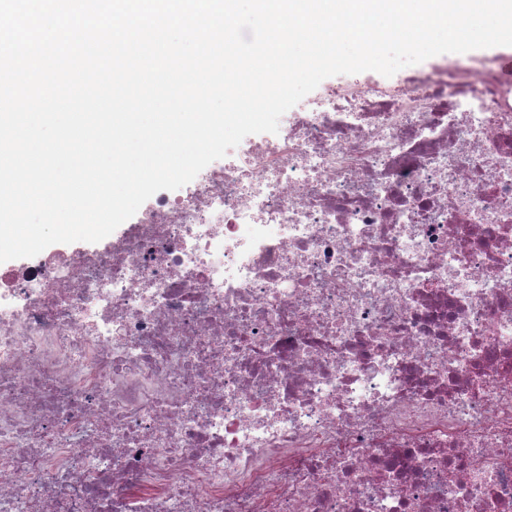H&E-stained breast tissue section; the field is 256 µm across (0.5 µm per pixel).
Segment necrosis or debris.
<instances>
[{"mask_svg":"<svg viewBox=\"0 0 512 512\" xmlns=\"http://www.w3.org/2000/svg\"><path fill=\"white\" fill-rule=\"evenodd\" d=\"M0 512H512V81L340 77L101 250L0 269Z\"/></svg>","mask_w":512,"mask_h":512,"instance_id":"necrosis-or-debris-1","label":"necrosis or debris"}]
</instances>
